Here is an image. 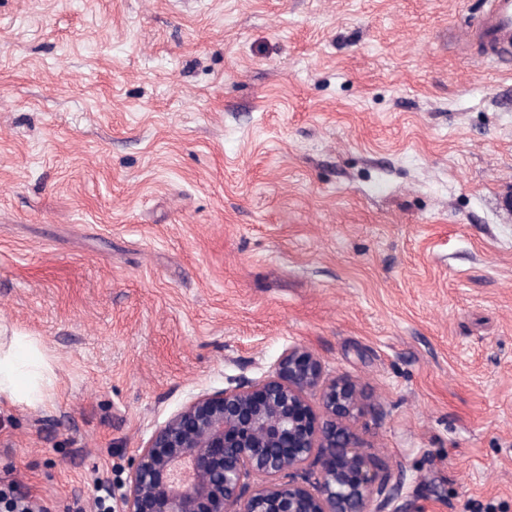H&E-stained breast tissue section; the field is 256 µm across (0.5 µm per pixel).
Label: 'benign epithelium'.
<instances>
[{"instance_id": "obj_1", "label": "benign epithelium", "mask_w": 512, "mask_h": 512, "mask_svg": "<svg viewBox=\"0 0 512 512\" xmlns=\"http://www.w3.org/2000/svg\"><path fill=\"white\" fill-rule=\"evenodd\" d=\"M373 409L292 346L272 373L199 393L157 426L131 461L118 512H382L391 477L369 469L353 431Z\"/></svg>"}]
</instances>
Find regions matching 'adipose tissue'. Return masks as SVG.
<instances>
[{
  "label": "adipose tissue",
  "instance_id": "ef3b65f1",
  "mask_svg": "<svg viewBox=\"0 0 512 512\" xmlns=\"http://www.w3.org/2000/svg\"><path fill=\"white\" fill-rule=\"evenodd\" d=\"M47 372L28 337H14L8 348L0 347V395L29 403L41 402Z\"/></svg>",
  "mask_w": 512,
  "mask_h": 512
}]
</instances>
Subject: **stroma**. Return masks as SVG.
<instances>
[{
	"instance_id": "obj_1",
	"label": "stroma",
	"mask_w": 512,
	"mask_h": 512,
	"mask_svg": "<svg viewBox=\"0 0 512 512\" xmlns=\"http://www.w3.org/2000/svg\"><path fill=\"white\" fill-rule=\"evenodd\" d=\"M484 0H0V481L120 495L292 345L374 402L385 512H512V66ZM488 10L465 39L476 43L484 59H512V0H488ZM47 372L28 336H14L7 349L0 341V395L27 403L41 402Z\"/></svg>"
}]
</instances>
